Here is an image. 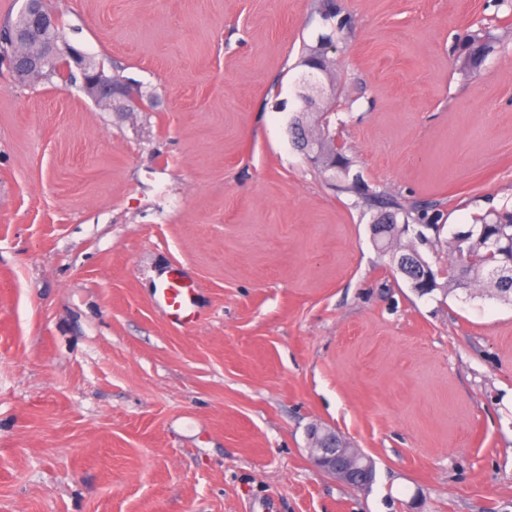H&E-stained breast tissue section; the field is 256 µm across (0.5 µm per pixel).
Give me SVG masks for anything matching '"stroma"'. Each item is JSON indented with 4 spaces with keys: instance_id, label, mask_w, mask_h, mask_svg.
Masks as SVG:
<instances>
[{
    "instance_id": "obj_1",
    "label": "stroma",
    "mask_w": 512,
    "mask_h": 512,
    "mask_svg": "<svg viewBox=\"0 0 512 512\" xmlns=\"http://www.w3.org/2000/svg\"><path fill=\"white\" fill-rule=\"evenodd\" d=\"M336 3L329 132L369 191L441 202L446 267L512 207V0ZM50 5L144 98L0 63V512H512V305L418 296L295 146L315 0ZM173 264L188 327L154 299ZM315 423L368 490L313 466Z\"/></svg>"
}]
</instances>
